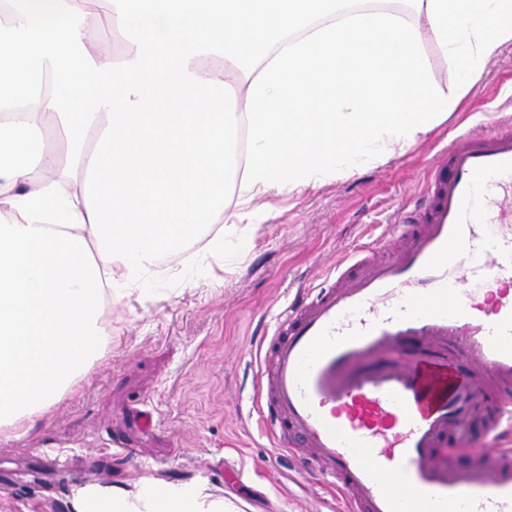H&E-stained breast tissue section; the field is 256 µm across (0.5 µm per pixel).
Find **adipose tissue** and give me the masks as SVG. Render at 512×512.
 <instances>
[{
	"label": "adipose tissue",
	"instance_id": "ef3b65f1",
	"mask_svg": "<svg viewBox=\"0 0 512 512\" xmlns=\"http://www.w3.org/2000/svg\"><path fill=\"white\" fill-rule=\"evenodd\" d=\"M0 21V439L26 436L112 337L105 302L147 292L165 253L249 239L231 197L385 162L512 43V0H6ZM111 26L122 52L95 41ZM452 67L445 91L430 47ZM54 89L41 96V79ZM72 135L59 170L44 118ZM221 223L219 233L205 229ZM185 487L92 512H229Z\"/></svg>",
	"mask_w": 512,
	"mask_h": 512
}]
</instances>
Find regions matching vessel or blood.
<instances>
[{
  "label": "vessel or blood",
  "instance_id": "vessel-or-blood-1",
  "mask_svg": "<svg viewBox=\"0 0 512 512\" xmlns=\"http://www.w3.org/2000/svg\"><path fill=\"white\" fill-rule=\"evenodd\" d=\"M391 257L337 268L263 358L287 431L349 512H512V128L456 139ZM493 402L482 441L462 435ZM467 448L470 466H451Z\"/></svg>",
  "mask_w": 512,
  "mask_h": 512
}]
</instances>
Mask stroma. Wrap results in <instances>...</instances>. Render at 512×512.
<instances>
[{
  "label": "stroma",
  "mask_w": 512,
  "mask_h": 512,
  "mask_svg": "<svg viewBox=\"0 0 512 512\" xmlns=\"http://www.w3.org/2000/svg\"><path fill=\"white\" fill-rule=\"evenodd\" d=\"M512 125V44L497 48L448 120L385 163L249 209L254 247L191 244L164 256L149 297L104 309V356L34 425L0 443V512H83L94 493L133 497L185 485L241 512H347L314 465L259 432L258 353L302 292L336 263L384 249L400 210L423 197L437 154L457 137ZM224 271L204 279V266Z\"/></svg>",
  "instance_id": "35a3bbf8"
}]
</instances>
